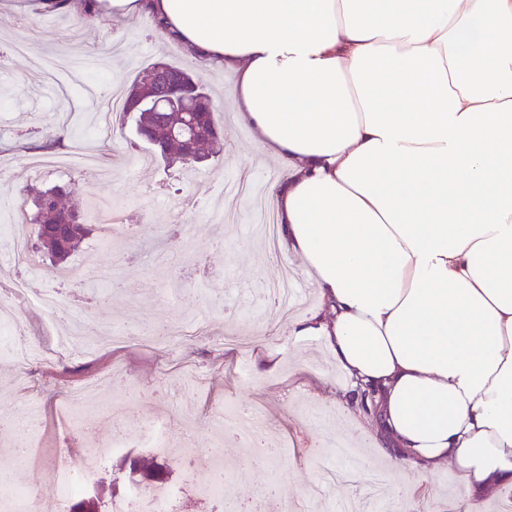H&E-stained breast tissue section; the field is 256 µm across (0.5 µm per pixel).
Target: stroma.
<instances>
[{"mask_svg":"<svg viewBox=\"0 0 512 512\" xmlns=\"http://www.w3.org/2000/svg\"><path fill=\"white\" fill-rule=\"evenodd\" d=\"M22 11L0 16V228L23 202L26 185L74 179L85 194L101 201L99 221L112 227V243L93 230L71 268L86 271L106 264L107 287H74L51 262L40 265L38 287L58 291L59 308L37 302L0 301V322H17L32 347L53 341L69 319L83 316L87 336L102 324L119 331L120 342L95 353L68 354L56 360L33 356L18 366L10 337L0 338V420L36 408L33 432L42 463L27 471V481L46 499L60 486L51 462L62 452L81 453L94 437H111L114 422L103 410L116 399H131L141 421L165 414L175 430H191L193 447L211 448L217 435L209 409L216 404H258L270 426L269 441L279 455L257 463L244 458L241 440L225 441L222 452L242 461L226 479L247 503L260 500L270 484H317L334 459L335 430H356L365 423L359 446L377 461L391 484L400 475L390 468L372 430L336 388L347 380L323 340H302L272 323L266 285L281 275L254 231L249 197L228 201L225 184L244 182L267 192L270 162L256 156L247 127L233 125L229 112L216 113L223 130L215 157L192 168L154 161L133 134L131 117L113 113L109 124L93 125L104 89L128 86L150 63L163 59L189 69L207 82L215 100H223L229 76L222 67L206 68L164 46L139 18L114 25L106 18L77 24L69 15L45 8L42 0H21ZM54 131L73 153L104 139L108 147L100 168L35 175L29 168L28 136ZM252 156L241 166L242 156ZM194 195L197 209L175 210L178 197ZM92 380L102 381L100 407L77 412L67 396ZM128 445L106 462L101 489L104 503L128 492L129 465L142 455L139 433L127 430ZM461 492L454 467L412 484L384 508L428 512L431 499L451 506Z\"/></svg>","mask_w":512,"mask_h":512,"instance_id":"obj_1","label":"stroma"}]
</instances>
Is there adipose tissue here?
Returning <instances> with one entry per match:
<instances>
[{
    "mask_svg": "<svg viewBox=\"0 0 512 512\" xmlns=\"http://www.w3.org/2000/svg\"><path fill=\"white\" fill-rule=\"evenodd\" d=\"M147 20L234 77L236 123L287 172L267 205L402 476L512 489V0H46Z\"/></svg>",
    "mask_w": 512,
    "mask_h": 512,
    "instance_id": "1",
    "label": "adipose tissue"
}]
</instances>
